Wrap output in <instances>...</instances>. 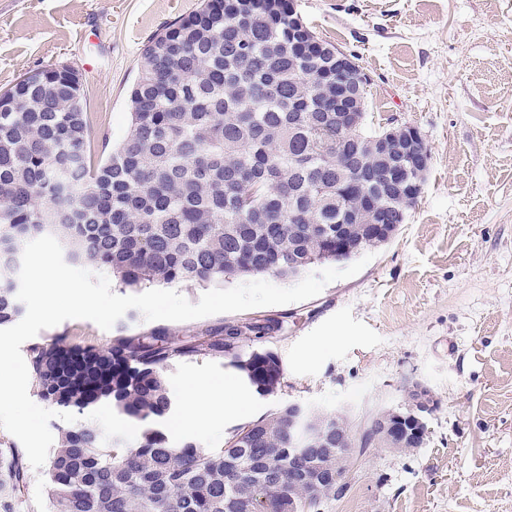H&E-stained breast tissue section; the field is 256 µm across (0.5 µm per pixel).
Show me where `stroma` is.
Here are the masks:
<instances>
[{"instance_id": "1", "label": "stroma", "mask_w": 512, "mask_h": 512, "mask_svg": "<svg viewBox=\"0 0 512 512\" xmlns=\"http://www.w3.org/2000/svg\"><path fill=\"white\" fill-rule=\"evenodd\" d=\"M322 41L369 73L368 117L417 125L431 160L417 204L357 275L308 300L200 319L147 321L134 309L113 331L67 320L40 338L109 346L113 332L186 336L227 323L283 320L268 342L283 377L261 396L208 355L165 371L172 447L217 450L281 405L341 411L362 424L399 405L409 386L433 395L428 439L398 453L368 448L325 512H512V0H292ZM202 0H0V91L26 72L67 62L82 76L89 150L105 158L125 136L128 95L148 40ZM194 377L232 380L248 408L180 428ZM78 425L135 437L140 424L98 404Z\"/></svg>"}]
</instances>
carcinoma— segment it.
Listing matches in <instances>:
<instances>
[{"label": "carcinoma", "instance_id": "1", "mask_svg": "<svg viewBox=\"0 0 512 512\" xmlns=\"http://www.w3.org/2000/svg\"><path fill=\"white\" fill-rule=\"evenodd\" d=\"M291 0H203L154 35L129 93L131 124L102 161L79 69L24 74L0 92V327L17 320L25 245L52 235L64 260L120 285L207 283L244 274L294 277L384 244L353 218L363 203L396 233L417 199L374 177L383 128L337 116L349 76L296 27ZM348 251L336 252V235ZM282 328L265 318L174 339L165 330L75 346L62 333L29 348L37 396L83 410L107 403L139 423L132 443L94 426L58 430L49 466L51 512H322L336 481L288 488L292 408L242 427L213 451L173 448L159 423L172 400L165 370L204 352L274 394L277 355L259 345ZM321 447H336V413L320 411ZM390 448L380 423L359 438ZM356 436L341 452L357 445ZM27 479L22 454L0 450V489Z\"/></svg>", "mask_w": 512, "mask_h": 512}]
</instances>
